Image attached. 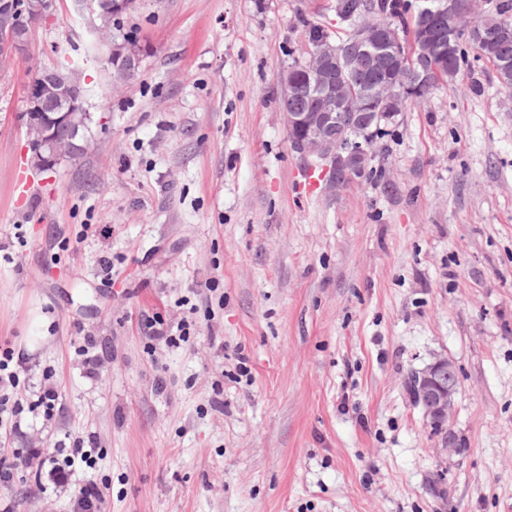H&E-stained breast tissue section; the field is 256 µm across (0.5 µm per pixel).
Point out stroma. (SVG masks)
<instances>
[{"mask_svg":"<svg viewBox=\"0 0 512 512\" xmlns=\"http://www.w3.org/2000/svg\"><path fill=\"white\" fill-rule=\"evenodd\" d=\"M336 0H138L115 83L59 0L0 71V351L59 398L5 454L89 442L63 491L19 470L14 512H512V91L476 51L408 107L365 174L300 192L279 76ZM83 59L92 144L52 172L20 116L29 66ZM194 324L177 347L149 320ZM98 359L87 371L78 348ZM459 377L445 451L406 382Z\"/></svg>","mask_w":512,"mask_h":512,"instance_id":"1","label":"stroma"}]
</instances>
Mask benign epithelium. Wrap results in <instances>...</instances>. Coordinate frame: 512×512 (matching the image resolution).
<instances>
[{
	"label": "benign epithelium",
	"instance_id": "obj_1",
	"mask_svg": "<svg viewBox=\"0 0 512 512\" xmlns=\"http://www.w3.org/2000/svg\"><path fill=\"white\" fill-rule=\"evenodd\" d=\"M423 24L416 33V70L414 77L427 82V63L436 51L444 53L454 44L480 35L471 8L461 0H438L435 7L417 6ZM438 17L448 18V29L434 24ZM358 40L343 50L328 40L317 44L306 62L311 78L309 103L302 112L282 108L283 122L293 133L291 148L306 161L325 165L327 188L334 190L361 176L369 161L370 127L391 119L403 111L411 95L412 80L396 69L364 88L351 86L352 72L365 65L380 71L397 60L398 47L392 36L375 19L360 13L353 21ZM32 32L25 3L0 0V67L22 55ZM140 58L127 53L116 60L117 70L133 76ZM85 94L80 85L59 81L57 70H44L29 82L27 105L21 115L32 159L39 169L79 148L73 141L57 139V127L64 125L77 136L83 129ZM352 113L350 126L342 127L345 113ZM459 385L455 363L440 358L427 366L421 379V398L428 412L449 418Z\"/></svg>",
	"mask_w": 512,
	"mask_h": 512
}]
</instances>
